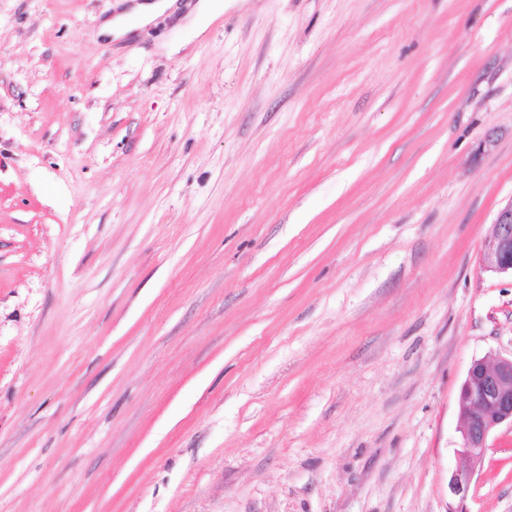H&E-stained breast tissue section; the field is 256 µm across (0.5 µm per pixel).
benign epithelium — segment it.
I'll return each mask as SVG.
<instances>
[{
	"mask_svg": "<svg viewBox=\"0 0 512 512\" xmlns=\"http://www.w3.org/2000/svg\"><path fill=\"white\" fill-rule=\"evenodd\" d=\"M481 261L488 272L512 275V196L498 207L492 233L483 243ZM459 405L460 443L448 490L463 501L484 459L489 436L504 424L512 426V356L492 362L473 359L461 385Z\"/></svg>",
	"mask_w": 512,
	"mask_h": 512,
	"instance_id": "1",
	"label": "benign epithelium"
}]
</instances>
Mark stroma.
<instances>
[{
	"instance_id": "stroma-1",
	"label": "stroma",
	"mask_w": 512,
	"mask_h": 512,
	"mask_svg": "<svg viewBox=\"0 0 512 512\" xmlns=\"http://www.w3.org/2000/svg\"><path fill=\"white\" fill-rule=\"evenodd\" d=\"M116 2L0 0V512H512V0ZM158 2H123L129 4L128 11L112 16L101 24V33L119 38L136 28L149 23L158 13L170 9L176 0H154ZM197 14L193 20L195 36L201 35L206 28L217 18H219L225 9L224 0H198ZM492 233L485 239L481 261L486 271L512 278V196L496 212ZM459 405L460 443L448 490L464 501L484 459L489 436L501 425L512 427V354L493 362L473 359L461 385Z\"/></svg>"
}]
</instances>
